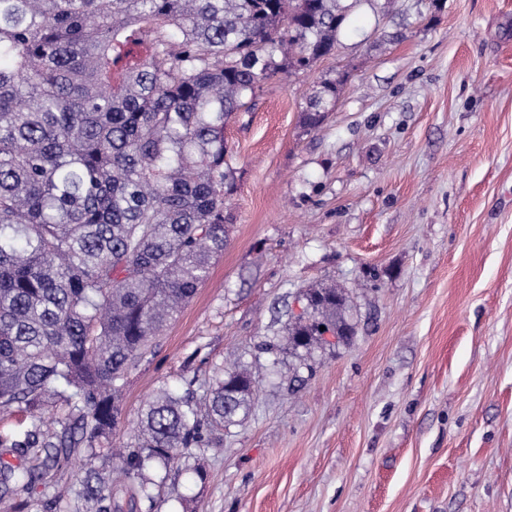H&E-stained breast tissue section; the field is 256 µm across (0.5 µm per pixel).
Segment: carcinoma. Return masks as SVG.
<instances>
[{
    "mask_svg": "<svg viewBox=\"0 0 512 512\" xmlns=\"http://www.w3.org/2000/svg\"><path fill=\"white\" fill-rule=\"evenodd\" d=\"M359 0H0V414L22 412L0 447V501L76 456L83 478L51 501L121 512L94 467L122 420L128 372L224 252L233 224L224 129L262 84L330 55ZM342 80L306 98L303 127L334 110ZM288 328L308 348L345 297L307 293ZM206 410L161 390L141 409L118 474L143 480L249 411L246 367L206 381ZM55 412L52 429L44 414Z\"/></svg>",
    "mask_w": 512,
    "mask_h": 512,
    "instance_id": "carcinoma-1",
    "label": "carcinoma"
}]
</instances>
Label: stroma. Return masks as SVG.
<instances>
[{
  "mask_svg": "<svg viewBox=\"0 0 512 512\" xmlns=\"http://www.w3.org/2000/svg\"><path fill=\"white\" fill-rule=\"evenodd\" d=\"M384 2L225 130L230 241L129 372L112 441L161 389L205 400L235 364L252 407L149 472L133 512H512V0ZM318 287L353 336L293 349ZM341 79L326 78L322 80L319 87L306 98L303 112V127L307 130H314L320 126L325 118L326 112H332L339 95Z\"/></svg>",
  "mask_w": 512,
  "mask_h": 512,
  "instance_id": "1",
  "label": "stroma"
}]
</instances>
